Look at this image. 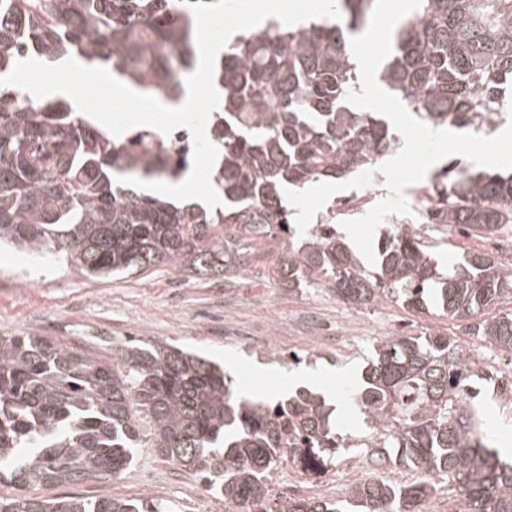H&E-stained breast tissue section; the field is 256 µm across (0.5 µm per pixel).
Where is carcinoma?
Segmentation results:
<instances>
[{"label":"carcinoma","mask_w":512,"mask_h":512,"mask_svg":"<svg viewBox=\"0 0 512 512\" xmlns=\"http://www.w3.org/2000/svg\"><path fill=\"white\" fill-rule=\"evenodd\" d=\"M197 0H0V77L17 61L78 58L158 100L177 102L197 51ZM375 0H337L323 18L240 36L216 60L223 108L210 117L218 148L221 208L173 202L119 177L177 181L192 146L140 130L122 142L74 116L61 99L0 86V244L57 250L82 274L129 275L168 265L198 274L246 268L248 253H281L290 288H330L355 307L438 303L462 330L512 355V314L479 315L512 298V266L471 252L443 274L417 231L387 236L363 264L332 224L292 242L295 212L283 188L347 178L399 148L389 121L345 101L361 85L350 38ZM379 85L435 126L493 128L496 103L512 98V0H421L392 33ZM437 220L480 235L512 223V174L448 161L431 180ZM477 355L440 331L385 336L367 357L351 408L371 429L359 455L447 476L467 512H512V459L487 444L470 407ZM331 408L310 390L255 401L234 391L220 366L144 340L103 364L36 336H0V483L23 490L118 477L136 450L202 472L235 512H272L266 477L283 451L325 470L346 451ZM435 485L374 480L351 491L360 512H421ZM0 512H163L155 503L28 495L0 497ZM280 512H342L319 496Z\"/></svg>","instance_id":"obj_1"}]
</instances>
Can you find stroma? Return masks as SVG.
<instances>
[{"mask_svg":"<svg viewBox=\"0 0 512 512\" xmlns=\"http://www.w3.org/2000/svg\"><path fill=\"white\" fill-rule=\"evenodd\" d=\"M371 187L355 191L353 209L332 196L316 214L318 224L364 215L387 196L385 177L374 173ZM422 241L439 265L468 252H481L512 263V224L479 237L445 224H423ZM277 256L259 255L235 275L199 276L171 266L105 280L89 278L52 254L0 249V336H40L94 358L112 362L128 341L160 340L227 369L240 391L274 399L284 379L300 376V388L326 387L336 404V429L347 446L364 443L369 428L347 400L374 341L400 331L453 330L462 345L476 349L480 365L492 374L477 406L491 447L512 441V401L504 399L501 378L512 375L503 353L477 336L457 332L456 323L436 309L418 313L401 306L354 307L325 288L288 287L279 279ZM299 361H292V354ZM379 478L401 484L428 480L437 486L428 503L436 512H458L462 494L456 482L403 467L380 469ZM33 496L45 499L102 495L153 500L171 512H221L223 500L212 495L195 472L165 461L153 448L138 449L133 464L119 477L40 486Z\"/></svg>","mask_w":512,"mask_h":512,"instance_id":"obj_1","label":"stroma"}]
</instances>
